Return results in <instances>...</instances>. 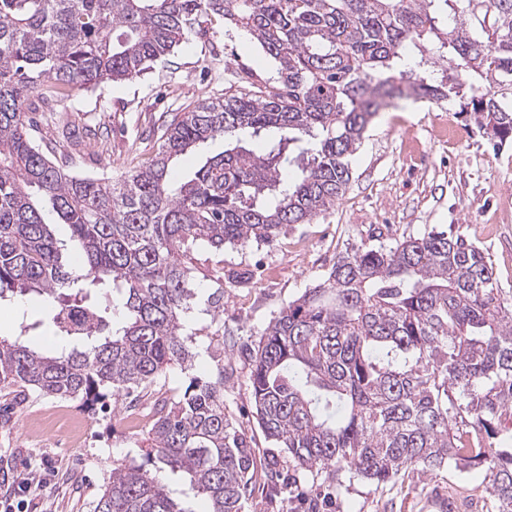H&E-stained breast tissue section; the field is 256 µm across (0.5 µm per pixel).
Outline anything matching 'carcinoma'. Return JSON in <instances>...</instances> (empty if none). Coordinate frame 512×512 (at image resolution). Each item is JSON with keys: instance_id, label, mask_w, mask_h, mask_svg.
<instances>
[{"instance_id": "1", "label": "carcinoma", "mask_w": 512, "mask_h": 512, "mask_svg": "<svg viewBox=\"0 0 512 512\" xmlns=\"http://www.w3.org/2000/svg\"><path fill=\"white\" fill-rule=\"evenodd\" d=\"M212 16L254 39L275 84L245 80L175 113L151 162L121 180L74 172L103 132L76 124L66 92L139 77ZM456 98L494 146L512 141V0H0V302L38 296L62 341L48 354L0 337V393L93 409L176 365L188 373L151 408L146 463L112 462L93 512H243L258 480L285 479L257 470L224 413V360L190 373L189 261L330 212L376 112ZM45 124L53 137L38 141ZM218 137L224 151L172 175ZM246 350L257 423L293 472L380 486L409 467L480 469L488 512H512V446L499 439L512 299L463 237L340 256Z\"/></svg>"}]
</instances>
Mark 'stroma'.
Wrapping results in <instances>:
<instances>
[{"label":"stroma","instance_id":"35a3bbf8","mask_svg":"<svg viewBox=\"0 0 512 512\" xmlns=\"http://www.w3.org/2000/svg\"><path fill=\"white\" fill-rule=\"evenodd\" d=\"M244 76L274 83L275 64L250 35L218 21L139 78L72 91L64 106L109 133L86 150L76 172L117 179L145 165L158 151L163 113L221 97ZM351 167L348 190L330 214L284 227L270 244L225 247L222 263L201 253L193 262L197 298L186 331L201 348L194 371L213 373L205 347L217 329L231 331L237 371L224 383L225 412L265 464L279 451L258 426L240 348L321 282L339 256L445 230L484 251L499 287L512 298V145L493 147L458 101L425 106L402 100L379 112ZM219 288L224 299L216 309L208 298ZM44 317L37 300L20 308L0 302V335L22 334L30 344L52 349L57 339L42 327ZM147 447L145 430L91 413L76 400L30 394L0 421V512H31L21 487L32 473L43 482L42 512H92L113 461L142 463ZM340 479L324 512H428L430 499L448 495L465 501L470 512L489 506L474 482L445 469L415 467L380 486L345 473ZM304 510L282 483L255 489L244 503V512Z\"/></svg>","mask_w":512,"mask_h":512}]
</instances>
